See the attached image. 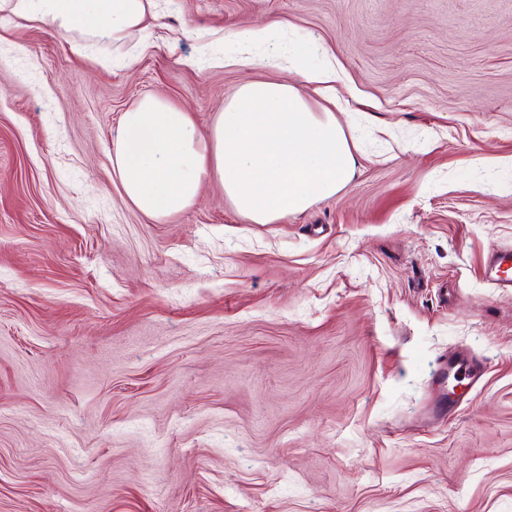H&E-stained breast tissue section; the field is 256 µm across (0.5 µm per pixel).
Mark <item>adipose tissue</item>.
<instances>
[{"label": "adipose tissue", "mask_w": 512, "mask_h": 512, "mask_svg": "<svg viewBox=\"0 0 512 512\" xmlns=\"http://www.w3.org/2000/svg\"><path fill=\"white\" fill-rule=\"evenodd\" d=\"M151 0H0V10L60 34L78 29L120 43L142 31ZM287 78L251 81L225 101L208 133L189 112L146 95L120 117L112 169L124 199L163 220L185 211L205 181L221 185L250 223L274 224L332 197L355 173V157L327 98L336 73L288 59Z\"/></svg>", "instance_id": "ef3b65f1"}]
</instances>
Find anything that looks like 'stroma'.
Segmentation results:
<instances>
[{
    "label": "stroma",
    "mask_w": 512,
    "mask_h": 512,
    "mask_svg": "<svg viewBox=\"0 0 512 512\" xmlns=\"http://www.w3.org/2000/svg\"><path fill=\"white\" fill-rule=\"evenodd\" d=\"M336 69L357 166L252 224L155 220L112 171L158 95L208 131L275 67ZM125 42L0 11V512H512V0H153ZM485 365L435 411L449 355ZM225 39L235 42L240 48L274 44L276 30L271 25H251L226 34ZM486 277L497 288H512V250L497 248L490 252Z\"/></svg>",
    "instance_id": "obj_1"
}]
</instances>
